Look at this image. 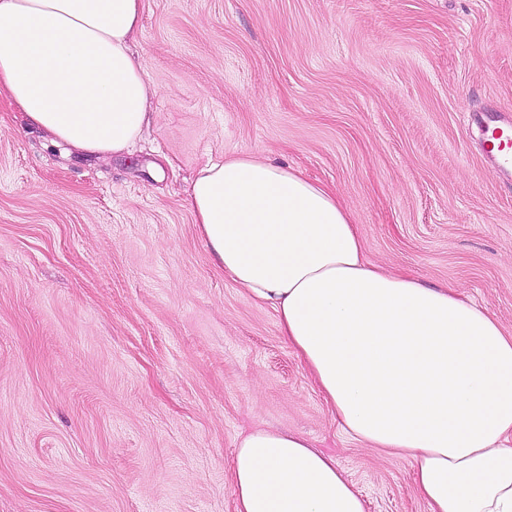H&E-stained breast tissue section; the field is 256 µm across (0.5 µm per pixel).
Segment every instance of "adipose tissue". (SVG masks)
<instances>
[{
    "label": "adipose tissue",
    "mask_w": 512,
    "mask_h": 512,
    "mask_svg": "<svg viewBox=\"0 0 512 512\" xmlns=\"http://www.w3.org/2000/svg\"><path fill=\"white\" fill-rule=\"evenodd\" d=\"M142 0H0V92L55 143L131 149L157 94L131 43ZM219 268L273 306L339 427L414 464L428 512H512V336L451 288L370 262L334 190L253 155L188 192ZM236 512H365L335 460L256 428L232 461Z\"/></svg>",
    "instance_id": "obj_1"
}]
</instances>
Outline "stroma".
Masks as SVG:
<instances>
[{
    "mask_svg": "<svg viewBox=\"0 0 512 512\" xmlns=\"http://www.w3.org/2000/svg\"><path fill=\"white\" fill-rule=\"evenodd\" d=\"M135 49L157 95L132 152L52 143L0 96V512H235L254 428L311 440L367 512H428L215 265L187 189L230 151L290 166L371 262L512 334V186L468 123L512 114V0H143Z\"/></svg>",
    "mask_w": 512,
    "mask_h": 512,
    "instance_id": "stroma-1",
    "label": "stroma"
}]
</instances>
